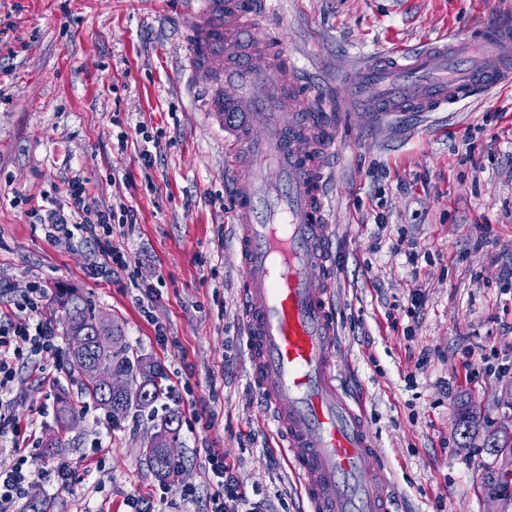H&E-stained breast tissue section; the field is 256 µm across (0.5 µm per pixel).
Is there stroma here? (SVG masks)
<instances>
[{"instance_id": "35a3bbf8", "label": "stroma", "mask_w": 512, "mask_h": 512, "mask_svg": "<svg viewBox=\"0 0 512 512\" xmlns=\"http://www.w3.org/2000/svg\"><path fill=\"white\" fill-rule=\"evenodd\" d=\"M272 3L289 53L336 106L330 233L344 388L363 403L400 512H494L481 477L512 464L486 448L492 437L512 442V88L376 119L344 104L339 76L371 56L512 21V0ZM6 13L16 56L0 71V312L38 286L52 323L53 285L78 289L169 388L116 423L80 409L68 447L47 458L55 397L77 392L81 377L60 336L17 360L0 394L21 438L0 442V471L19 465L27 476L13 512L35 500L51 512H132L134 499L156 512H211V449L262 512H303L245 357L224 135L196 112L178 70L192 16L181 0H0ZM140 125L162 133L149 170ZM75 176L99 206L137 211L112 233L128 265L121 278L90 275L99 245L51 241L33 213L64 199ZM148 287L157 296L146 315ZM463 406L478 418L465 437ZM169 415L179 468L164 481L145 448Z\"/></svg>"}]
</instances>
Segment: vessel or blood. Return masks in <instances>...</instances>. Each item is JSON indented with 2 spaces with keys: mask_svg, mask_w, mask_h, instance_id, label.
<instances>
[{
  "mask_svg": "<svg viewBox=\"0 0 512 512\" xmlns=\"http://www.w3.org/2000/svg\"><path fill=\"white\" fill-rule=\"evenodd\" d=\"M181 71L224 133L251 380L310 512H395L361 404L339 386L329 235L332 106L265 29L268 0H187ZM370 112H444L512 85V27L375 56L348 78Z\"/></svg>",
  "mask_w": 512,
  "mask_h": 512,
  "instance_id": "b4317fda",
  "label": "vessel or blood"
}]
</instances>
